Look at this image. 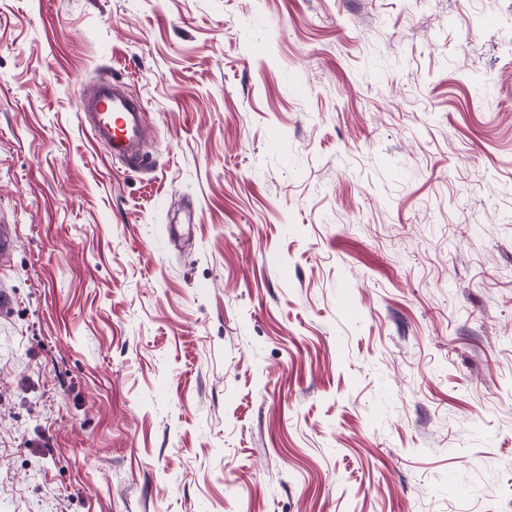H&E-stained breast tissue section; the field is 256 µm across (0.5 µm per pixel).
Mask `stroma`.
I'll use <instances>...</instances> for the list:
<instances>
[{"instance_id":"obj_1","label":"stroma","mask_w":512,"mask_h":512,"mask_svg":"<svg viewBox=\"0 0 512 512\" xmlns=\"http://www.w3.org/2000/svg\"><path fill=\"white\" fill-rule=\"evenodd\" d=\"M2 224L0 512H512V0H0ZM78 102L81 123L89 125L94 140L112 156L133 166L147 162L143 108L120 85L99 81L89 93H81Z\"/></svg>"}]
</instances>
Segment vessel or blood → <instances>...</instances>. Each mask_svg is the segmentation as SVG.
Instances as JSON below:
<instances>
[{"label":"vessel or blood","instance_id":"vessel-or-blood-1","mask_svg":"<svg viewBox=\"0 0 512 512\" xmlns=\"http://www.w3.org/2000/svg\"><path fill=\"white\" fill-rule=\"evenodd\" d=\"M78 102L80 121L90 127L95 141L131 165L146 163L143 108L138 101L117 83L102 80L80 94Z\"/></svg>","mask_w":512,"mask_h":512}]
</instances>
